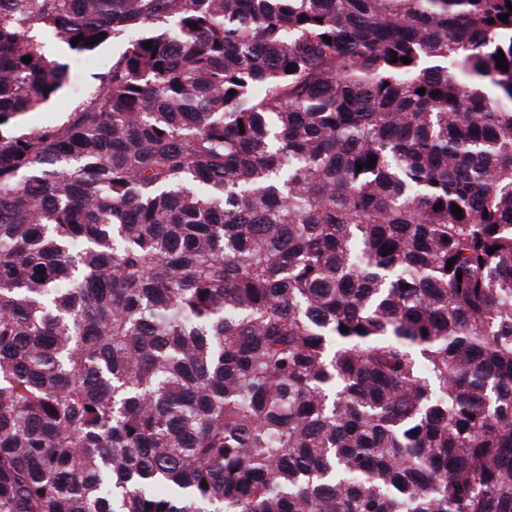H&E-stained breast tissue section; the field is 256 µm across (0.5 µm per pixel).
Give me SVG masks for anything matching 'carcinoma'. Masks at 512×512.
Wrapping results in <instances>:
<instances>
[{
  "instance_id": "1",
  "label": "carcinoma",
  "mask_w": 512,
  "mask_h": 512,
  "mask_svg": "<svg viewBox=\"0 0 512 512\" xmlns=\"http://www.w3.org/2000/svg\"><path fill=\"white\" fill-rule=\"evenodd\" d=\"M509 2L0 0V512H512ZM48 46L55 59L68 64L69 83L57 98L39 112H31L27 115L26 122L33 127L65 121L79 99L94 91L99 74L112 63V58H115L122 49V43L108 42L97 51L95 60L91 64L77 69L73 66L76 57L68 54L65 45L59 39L50 37Z\"/></svg>"
}]
</instances>
